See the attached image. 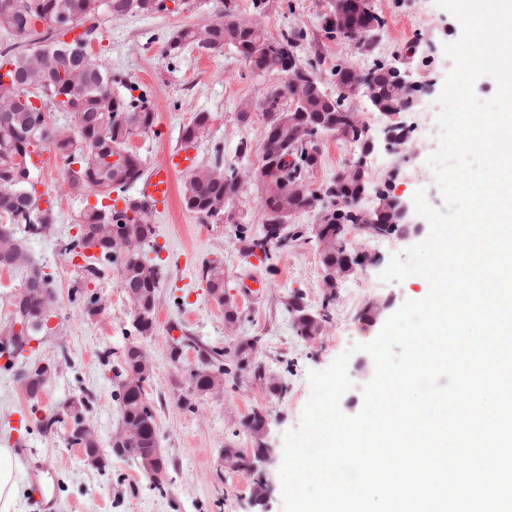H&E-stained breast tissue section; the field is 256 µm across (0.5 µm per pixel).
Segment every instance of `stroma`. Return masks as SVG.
<instances>
[{
  "mask_svg": "<svg viewBox=\"0 0 512 512\" xmlns=\"http://www.w3.org/2000/svg\"><path fill=\"white\" fill-rule=\"evenodd\" d=\"M385 21L372 55L328 39L321 29L322 15L330 0H266L265 29L275 37L287 28L305 33L300 57L317 70L330 74L338 61L366 67L372 59L409 71L413 80L430 84L422 104L405 113L411 149L407 156L377 149L366 157L375 185L389 193L412 199L425 189L432 206L442 204L433 170L427 159L437 149L428 136L436 126L435 108L453 62L443 47L456 41L458 21L438 7L435 0H376ZM214 0H178L174 8L151 16L128 15L102 18L100 35L93 40L94 53L104 57L123 82L145 89L153 105L155 121L165 133L154 131L133 136L131 148L145 167L163 163L167 154L181 147L183 127L200 112L211 115L209 131L193 152L198 166L208 165L215 152L226 162H236V147L249 141V166H259L264 124L261 112L249 121L239 119L245 103L260 100L267 89L280 85L279 73L253 70L231 50L201 53L186 48L168 57L164 44L178 30L214 20ZM362 157L359 147L336 136L323 140V163L312 175L321 183L342 167ZM43 158L49 167L41 176L39 191L49 193L55 222L45 235L28 240L25 249L36 266L48 275L53 293V318L47 329L32 340L27 355L43 361L52 371L37 395L26 389L24 363H9L0 356V445L24 446L27 455L18 460L16 475L22 488L16 512H282L278 465H270L273 486L264 505H256L253 482L245 473L222 462L221 451H250L255 441L242 422L254 411L270 419L268 441L282 448L285 432L296 429L310 396V372L327 368L344 351H351L348 373L354 382L340 401L346 415L362 408L361 387L374 374V361L353 345L373 341L387 319L408 300L427 296L429 285L419 276L400 283L379 278L392 255L419 243V236L403 239L392 234L366 239L353 235L348 249L369 250L380 262L343 280L336 290L345 308L333 312L324 334L303 339L296 336L286 312L290 295H303L311 312L321 310L323 266L311 229L315 217L304 214L294 223L304 230L302 239L264 260L262 253L242 252L231 224H212L185 210L174 198L166 213H154V237L144 246V256L160 269L156 292V324L151 336L138 344L151 362L146 394L155 413L158 443L164 459L159 482H152L127 457L111 453L119 427L118 404L112 396L113 376L122 365L119 352L130 328L132 305L120 286L117 265H103L97 278H88L81 258L61 254L76 237V218L85 203L66 190L67 162L54 150ZM224 268L225 291L237 306L240 318L233 330L224 326V309L208 293L202 278L204 264ZM99 308L91 310L89 297ZM383 303L377 317L365 315L370 301ZM193 336L207 345L233 353L239 341L258 338L256 361L276 376L282 389L273 392L256 383L250 372L203 395L191 390L186 368L197 354L186 349L182 364L170 359V343ZM110 360H103V352ZM83 400V422L91 430L100 455L109 459L106 470L91 466L83 449L68 445V423L62 422L71 401ZM53 420L51 429L42 421Z\"/></svg>",
  "mask_w": 512,
  "mask_h": 512,
  "instance_id": "1",
  "label": "stroma"
}]
</instances>
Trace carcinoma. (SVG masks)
Listing matches in <instances>:
<instances>
[{"label":"carcinoma","instance_id":"carcinoma-1","mask_svg":"<svg viewBox=\"0 0 512 512\" xmlns=\"http://www.w3.org/2000/svg\"><path fill=\"white\" fill-rule=\"evenodd\" d=\"M367 7V11L351 15L342 33L327 30L326 36L345 43L355 40L364 53H371L384 20L374 0H368ZM156 12L154 0H0V32L11 33L25 43L22 50L8 48L0 53V216L6 219V223H0V266L26 269L25 292L15 297L13 315L15 321H24L30 328L28 336H16L0 347L11 356L20 355L23 345L45 327L49 278L30 263L23 242L44 234L54 221L52 201L46 200L44 209L38 205L39 170L33 163H27L32 181L18 183L10 177L14 158L22 155L28 159L45 146L53 148L67 164L80 165L77 171L67 170L66 177L70 192L80 196L92 191L100 199L109 198L114 192H126L140 180L144 174L143 161L129 149L128 142L153 125L154 112L143 93L137 97L112 94V85L121 83L122 79L112 74L101 56L92 53L88 40L94 38L102 17L149 16ZM237 12L235 0H219L216 21L176 32L167 41L164 52L175 56L187 47L206 52H221L228 47L260 73L288 74V56L297 53L304 34L289 30L272 38L260 26L240 20ZM87 22L90 26L84 29L81 38L72 42L64 40L69 31ZM333 75L339 80L363 85L377 84L381 104L385 107L399 103L386 65L380 62L369 68L338 64ZM5 76L11 81H3ZM62 93L66 94V99L57 100ZM303 95L310 98L305 108L309 121L323 128L328 118L341 131L337 139L349 141L345 133L351 126L353 103L329 99L322 89L308 88ZM32 96L57 111L69 113L73 122L71 134L64 136L57 127L42 121L28 102ZM23 97L27 102L22 104ZM293 104V93L284 83L262 109V163L275 165L272 175L281 184L278 200L262 198L263 211L277 206L297 215L310 213L311 199L317 192L334 196L342 189L345 196L355 199L363 181L344 170L319 185L311 181L314 169L321 162V142L295 136L290 126L295 115ZM210 119L208 112L197 113L183 128L182 142L193 143L199 139L206 132ZM234 172L233 165L224 164L223 155L215 151L211 165L187 174L181 189L184 208L216 222L224 220V201H234L242 190V182ZM358 210L356 204L347 208L341 229H336L334 224L327 226L328 243L321 253L323 269L336 267V246H345L348 225L360 220ZM152 213L153 209L143 199H124V208L120 211L100 202L88 204L78 214L79 237L64 247L66 256L86 249L99 250V255L85 257L86 271L91 276L99 275V265L103 263L119 264L120 287L133 306L131 326L135 335L141 337L152 335L155 321L140 318L139 309L156 306V289L161 279L159 269L144 263L140 257L143 246L154 234L150 223ZM118 236L123 243H113L112 238ZM236 236L241 243L258 241V247L267 255L271 248H285L301 234L293 229L285 236L276 227L254 233L251 227L239 224ZM202 274L211 297L218 304H224V267L208 263L203 266ZM335 301L334 294L323 297V314L318 322L312 323L301 319L308 312L304 297L295 294L289 298L287 311L298 322L294 327L296 335L304 339L318 335L322 323L330 322ZM185 348L194 349L196 363L208 370L197 379L195 390L208 392L224 381L229 367L224 363L223 351L214 347L205 349L189 336L172 339V349ZM138 350L139 346L130 341L122 351L123 365L115 373V397L119 402L120 431L126 439L125 456L150 476L163 467L154 413L145 399V392L125 384L128 373H143ZM80 406V401L68 405L66 416L73 422L70 444L87 449L89 464L102 469L104 462L98 455L95 439L84 436L79 430Z\"/></svg>","mask_w":512,"mask_h":512}]
</instances>
